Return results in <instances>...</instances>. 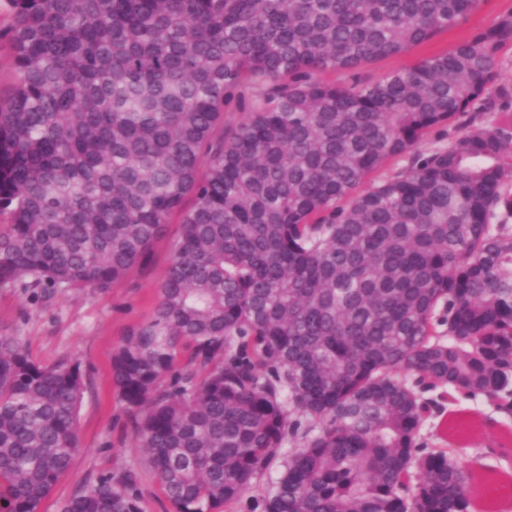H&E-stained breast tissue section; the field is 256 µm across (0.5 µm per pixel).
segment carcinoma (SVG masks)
I'll use <instances>...</instances> for the list:
<instances>
[{
  "mask_svg": "<svg viewBox=\"0 0 512 512\" xmlns=\"http://www.w3.org/2000/svg\"><path fill=\"white\" fill-rule=\"evenodd\" d=\"M482 2L7 0L0 284L107 291L180 214L152 317L112 355L175 512H476V470L423 428L462 400L512 416V131L487 118L512 105V13L358 70ZM234 99L246 116L224 133ZM84 391L77 358L40 364L0 334V512H39L70 469ZM141 499L126 467L59 512ZM512 11V0H485L481 8L456 27L439 33L431 41L416 46L409 52L389 56L366 64L361 71L365 80H376L390 72L411 67L422 59L454 48L490 26L500 15ZM408 166V156H402L398 158H391L386 160L378 170H376L369 178L366 179L365 183L357 188L356 193L366 190L374 183H378L383 179L393 176Z\"/></svg>",
  "mask_w": 512,
  "mask_h": 512,
  "instance_id": "1",
  "label": "carcinoma"
}]
</instances>
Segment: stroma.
Masks as SVG:
<instances>
[{
    "label": "stroma",
    "instance_id": "stroma-1",
    "mask_svg": "<svg viewBox=\"0 0 512 512\" xmlns=\"http://www.w3.org/2000/svg\"><path fill=\"white\" fill-rule=\"evenodd\" d=\"M511 11L512 0H484L466 21L405 54L366 64L361 74L372 81L413 66L471 39ZM178 232L179 219L171 217L146 258L105 293L67 290L44 300L17 284L0 286V332L22 336L31 358L42 364L65 355L78 357L89 379L79 412L82 449L40 512H59L62 502L95 475L132 465L142 469L143 512H174L152 473L143 468L146 452L137 447L127 406L112 386L111 358L129 329L151 317Z\"/></svg>",
    "mask_w": 512,
    "mask_h": 512
}]
</instances>
